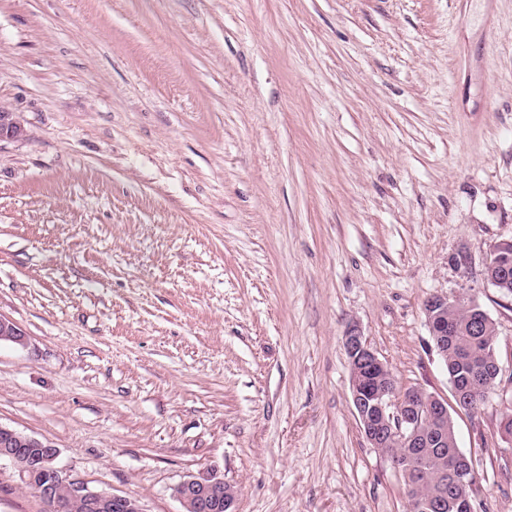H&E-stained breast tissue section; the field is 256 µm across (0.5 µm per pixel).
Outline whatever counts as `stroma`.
Segmentation results:
<instances>
[{
	"mask_svg": "<svg viewBox=\"0 0 512 512\" xmlns=\"http://www.w3.org/2000/svg\"><path fill=\"white\" fill-rule=\"evenodd\" d=\"M0 103L1 424L145 512L210 469L235 512H409L344 336L450 396L423 304L464 291L501 382L458 446L512 512V0H0ZM0 512H43L5 461ZM26 130L17 114L0 104V142L4 140L18 141L24 139ZM512 257V239L503 240L493 246L490 250L489 255L486 257L483 275L485 280L493 285L500 283L498 280H494L486 271L489 266L506 267ZM494 287V286H493Z\"/></svg>",
	"mask_w": 512,
	"mask_h": 512,
	"instance_id": "stroma-1",
	"label": "stroma"
}]
</instances>
